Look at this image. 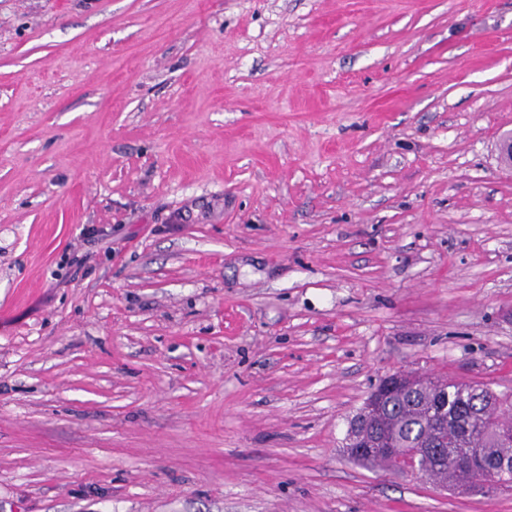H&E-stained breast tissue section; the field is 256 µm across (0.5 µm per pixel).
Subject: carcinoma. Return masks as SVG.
Listing matches in <instances>:
<instances>
[{
  "label": "carcinoma",
  "instance_id": "1",
  "mask_svg": "<svg viewBox=\"0 0 512 512\" xmlns=\"http://www.w3.org/2000/svg\"><path fill=\"white\" fill-rule=\"evenodd\" d=\"M512 426V396L474 394V386L452 379L418 377L414 385L389 393L376 414L360 410L350 421L345 452L367 467L404 471L413 466L429 473L442 486L486 492L512 485V472L470 476L442 464L445 458L481 453L486 459L512 460V437L502 436ZM388 433L399 449L390 457L377 448L359 454L355 448L372 436Z\"/></svg>",
  "mask_w": 512,
  "mask_h": 512
}]
</instances>
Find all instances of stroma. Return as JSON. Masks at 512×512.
I'll return each instance as SVG.
<instances>
[{"instance_id": "stroma-1", "label": "stroma", "mask_w": 512, "mask_h": 512, "mask_svg": "<svg viewBox=\"0 0 512 512\" xmlns=\"http://www.w3.org/2000/svg\"><path fill=\"white\" fill-rule=\"evenodd\" d=\"M509 132L512 0H0V512H512L343 453L512 392Z\"/></svg>"}]
</instances>
